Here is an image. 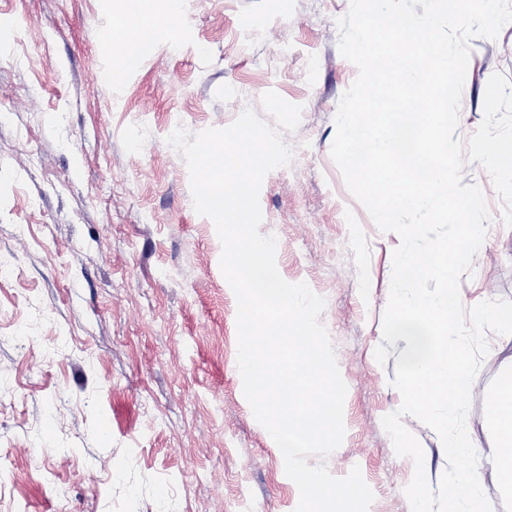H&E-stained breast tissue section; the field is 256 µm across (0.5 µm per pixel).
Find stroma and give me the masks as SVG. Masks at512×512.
<instances>
[{
  "instance_id": "35a3bbf8",
  "label": "stroma",
  "mask_w": 512,
  "mask_h": 512,
  "mask_svg": "<svg viewBox=\"0 0 512 512\" xmlns=\"http://www.w3.org/2000/svg\"><path fill=\"white\" fill-rule=\"evenodd\" d=\"M349 0H181L153 51L112 56L119 14L103 0H0V512H295L299 490L260 425L237 366V301L211 219L166 142L177 128L229 126L267 112L276 91L301 105L284 140L292 162L260 191V231L277 266L325 298L321 315L347 385L345 436L325 464L359 468L369 512H411L414 474L382 418L401 405L382 340L396 234L380 231L330 155L339 101L357 76L340 53ZM117 70L119 81L106 80ZM512 80V23L478 37L457 135L483 118L489 77ZM492 228L465 306L512 299V227L488 173L467 165ZM467 431L494 512H512L489 450L488 402L512 343L487 332ZM430 484L447 466L439 436L412 416Z\"/></svg>"
}]
</instances>
